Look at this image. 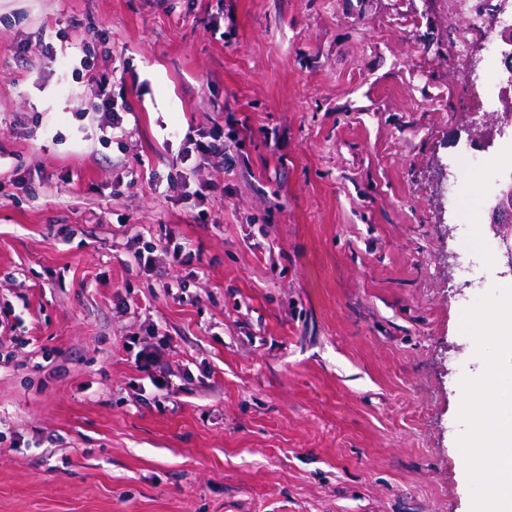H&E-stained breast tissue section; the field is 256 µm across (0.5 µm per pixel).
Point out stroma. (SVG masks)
<instances>
[{
  "label": "stroma",
  "instance_id": "stroma-1",
  "mask_svg": "<svg viewBox=\"0 0 512 512\" xmlns=\"http://www.w3.org/2000/svg\"><path fill=\"white\" fill-rule=\"evenodd\" d=\"M487 9L0 0V512H470ZM93 89L91 90L90 97L84 102L85 107L82 109L84 112H101V117H104L103 126L107 130H112V135L115 131L124 133L123 117L121 112H131L130 108L124 101L118 104L111 95L105 92V86L96 77H90L88 80ZM95 86V88H94ZM221 138V134L214 132L212 135V143L204 144L200 142L193 143V145L195 146L197 152L211 164L215 166H224V161H226L228 157H226V154L224 153V143H220Z\"/></svg>",
  "mask_w": 512,
  "mask_h": 512
}]
</instances>
